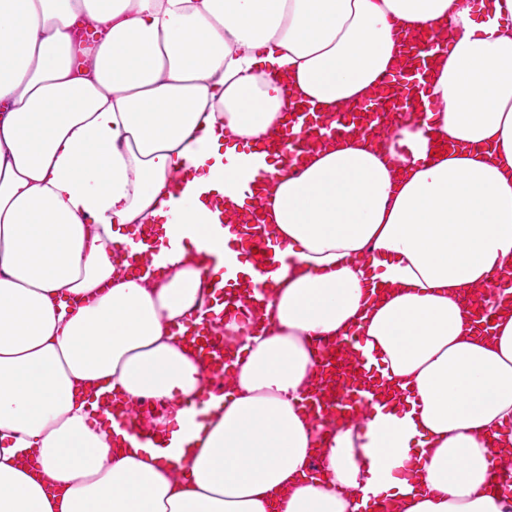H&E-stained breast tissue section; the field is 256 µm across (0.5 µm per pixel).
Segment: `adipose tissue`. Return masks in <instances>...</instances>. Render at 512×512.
<instances>
[{
  "mask_svg": "<svg viewBox=\"0 0 512 512\" xmlns=\"http://www.w3.org/2000/svg\"><path fill=\"white\" fill-rule=\"evenodd\" d=\"M402 28L448 33L422 92L439 110L285 171L265 139L289 95L330 116L366 100ZM252 159L274 177L270 245L296 258L262 335L213 288L255 277L211 210H244ZM186 224L162 280L127 275L145 233L161 248ZM209 239L228 274L203 277ZM508 269L512 0H0V512H274L287 486L285 512H503L485 485L512 447V315L478 336L462 295ZM209 323L241 356L194 422L205 385L172 330ZM348 333L377 413L322 432L297 408L308 344ZM112 391L164 407L154 443L95 418Z\"/></svg>",
  "mask_w": 512,
  "mask_h": 512,
  "instance_id": "1",
  "label": "adipose tissue"
}]
</instances>
